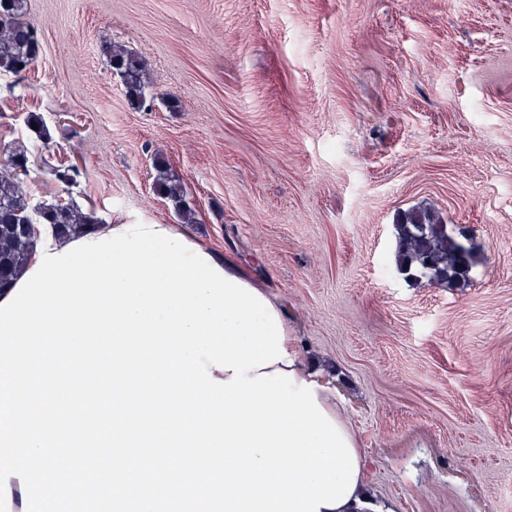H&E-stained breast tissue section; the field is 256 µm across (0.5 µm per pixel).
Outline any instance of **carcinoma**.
<instances>
[{
  "label": "carcinoma",
  "mask_w": 512,
  "mask_h": 512,
  "mask_svg": "<svg viewBox=\"0 0 512 512\" xmlns=\"http://www.w3.org/2000/svg\"><path fill=\"white\" fill-rule=\"evenodd\" d=\"M27 0H0V73L22 76L40 53L34 25L25 19ZM110 62L118 71L133 105L144 104L145 62L114 47ZM29 162L24 149L9 151L0 167V289L10 286L31 260L32 225L48 224L54 236L65 238L99 229L93 213H86L60 200L45 206H30L13 166ZM56 180L72 185L80 177L78 166L60 160L50 165ZM159 194L170 199L182 222L191 224L195 211L185 200L181 184L167 178L157 182ZM396 266L406 276L431 283L461 282L469 277L474 247L459 240L448 224L430 209H416L395 225Z\"/></svg>",
  "instance_id": "1"
}]
</instances>
